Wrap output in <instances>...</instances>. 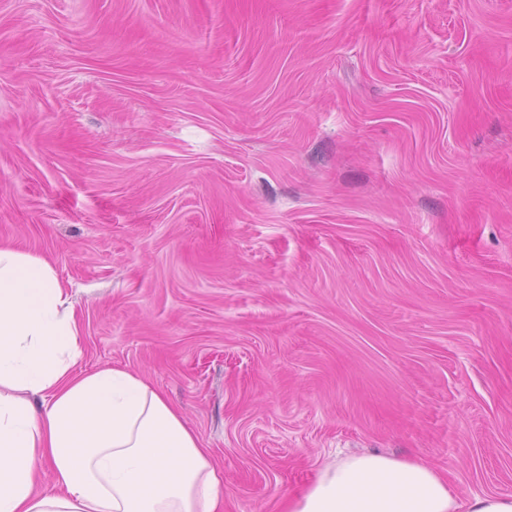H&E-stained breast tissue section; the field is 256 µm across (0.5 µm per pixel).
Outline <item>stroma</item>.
<instances>
[{
	"instance_id": "35a3bbf8",
	"label": "stroma",
	"mask_w": 512,
	"mask_h": 512,
	"mask_svg": "<svg viewBox=\"0 0 512 512\" xmlns=\"http://www.w3.org/2000/svg\"><path fill=\"white\" fill-rule=\"evenodd\" d=\"M0 241L225 512L364 452L512 494V0H0Z\"/></svg>"
}]
</instances>
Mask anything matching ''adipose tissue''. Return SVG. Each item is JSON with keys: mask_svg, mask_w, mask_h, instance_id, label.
<instances>
[{"mask_svg": "<svg viewBox=\"0 0 512 512\" xmlns=\"http://www.w3.org/2000/svg\"><path fill=\"white\" fill-rule=\"evenodd\" d=\"M83 332L52 259L0 242V512H224L183 414L134 372L79 371ZM281 512H512V495L463 497L426 461L366 453L325 462Z\"/></svg>", "mask_w": 512, "mask_h": 512, "instance_id": "adipose-tissue-1", "label": "adipose tissue"}]
</instances>
